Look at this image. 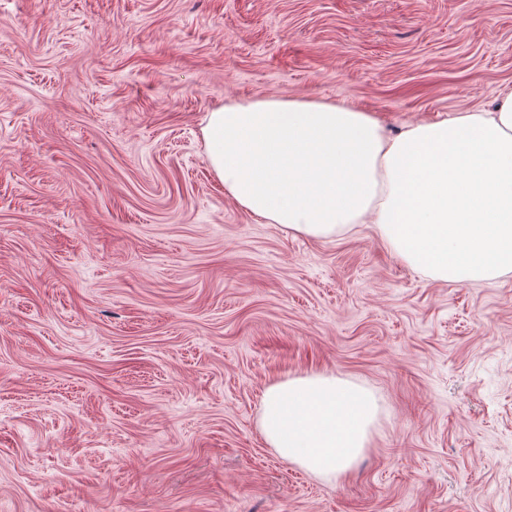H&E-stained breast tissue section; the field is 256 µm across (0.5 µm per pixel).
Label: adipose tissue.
<instances>
[{
	"mask_svg": "<svg viewBox=\"0 0 512 512\" xmlns=\"http://www.w3.org/2000/svg\"><path fill=\"white\" fill-rule=\"evenodd\" d=\"M206 156L250 215L327 239L370 224L426 279L512 272V89L490 106L386 133L369 112L314 100L230 102L209 113ZM260 431L284 461L333 482L371 443L376 396L332 376L267 386Z\"/></svg>",
	"mask_w": 512,
	"mask_h": 512,
	"instance_id": "1",
	"label": "adipose tissue"
}]
</instances>
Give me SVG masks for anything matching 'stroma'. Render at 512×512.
Instances as JSON below:
<instances>
[{"label":"stroma","mask_w":512,"mask_h":512,"mask_svg":"<svg viewBox=\"0 0 512 512\" xmlns=\"http://www.w3.org/2000/svg\"><path fill=\"white\" fill-rule=\"evenodd\" d=\"M512 89V0H0V512H512V273L426 280L225 194L201 129L297 98L390 132ZM372 391L328 483L261 395Z\"/></svg>","instance_id":"obj_1"}]
</instances>
